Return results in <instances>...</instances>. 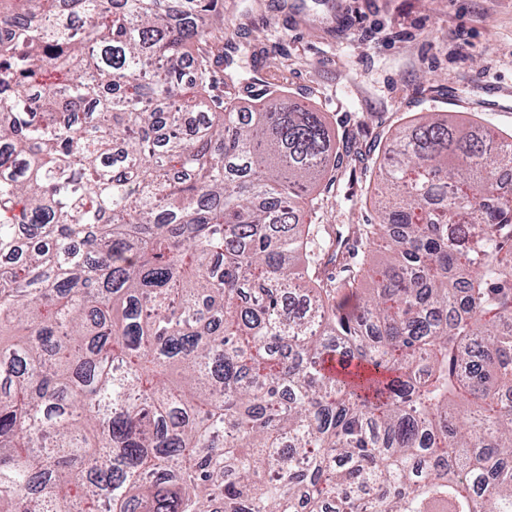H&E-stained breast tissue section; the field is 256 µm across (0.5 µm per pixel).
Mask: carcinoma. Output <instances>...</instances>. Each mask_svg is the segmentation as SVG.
<instances>
[{"mask_svg": "<svg viewBox=\"0 0 512 512\" xmlns=\"http://www.w3.org/2000/svg\"><path fill=\"white\" fill-rule=\"evenodd\" d=\"M218 2L0 0V512H512V141L404 126L335 276L320 113L183 135Z\"/></svg>", "mask_w": 512, "mask_h": 512, "instance_id": "cac0c4a2", "label": "carcinoma"}]
</instances>
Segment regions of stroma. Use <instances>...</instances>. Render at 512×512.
I'll return each instance as SVG.
<instances>
[{
	"label": "stroma",
	"mask_w": 512,
	"mask_h": 512,
	"mask_svg": "<svg viewBox=\"0 0 512 512\" xmlns=\"http://www.w3.org/2000/svg\"><path fill=\"white\" fill-rule=\"evenodd\" d=\"M212 95L251 111L262 89L321 112L341 155L301 223L374 213L361 197L405 118L445 115L512 134V0H221Z\"/></svg>",
	"instance_id": "1"
}]
</instances>
